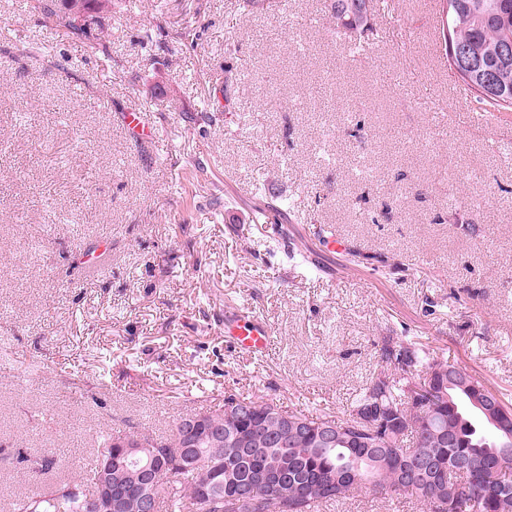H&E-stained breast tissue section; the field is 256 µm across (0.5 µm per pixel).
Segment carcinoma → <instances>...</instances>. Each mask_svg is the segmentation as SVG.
I'll use <instances>...</instances> for the list:
<instances>
[{
	"label": "carcinoma",
	"mask_w": 512,
	"mask_h": 512,
	"mask_svg": "<svg viewBox=\"0 0 512 512\" xmlns=\"http://www.w3.org/2000/svg\"><path fill=\"white\" fill-rule=\"evenodd\" d=\"M33 8L62 34L81 39L87 26L70 9L103 13L112 0H32ZM379 0H332L336 29L364 47L378 38L373 16ZM445 47L473 49L494 72V86L482 74L459 76L476 100L492 112H512V57L499 55L512 41V0H438ZM448 361L407 337L386 336L379 360L340 418L287 412L269 400L230 393L224 415L207 416V427L224 429V449L201 439L188 460L179 459L184 422L170 438L135 436L156 455L160 474L158 512H315L362 489L409 494L423 512H512V476L498 470L497 449L508 443L481 408L489 392L465 369L450 387L437 369ZM249 406L246 417L235 413ZM371 407L381 420L364 423ZM332 425L336 440L325 442L318 428ZM115 437L103 438L96 460L82 479H61L17 498L13 512H94L101 460L119 454ZM223 467V492L200 496L202 470Z\"/></svg>",
	"instance_id": "obj_1"
}]
</instances>
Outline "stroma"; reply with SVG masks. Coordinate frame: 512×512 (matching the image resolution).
<instances>
[{
  "mask_svg": "<svg viewBox=\"0 0 512 512\" xmlns=\"http://www.w3.org/2000/svg\"><path fill=\"white\" fill-rule=\"evenodd\" d=\"M330 2L126 0L83 43L0 0V512L56 478L20 456L77 477L100 435L228 393L343 416L391 332L512 404V114L475 123L436 0H393L361 55ZM232 313L268 356L230 348ZM124 121L129 132L136 139L152 138L154 136L146 112L138 110L125 112ZM271 329L258 317L231 315L224 318V337L239 353L258 357L268 352Z\"/></svg>",
  "mask_w": 512,
  "mask_h": 512,
  "instance_id": "stroma-1",
  "label": "stroma"
}]
</instances>
